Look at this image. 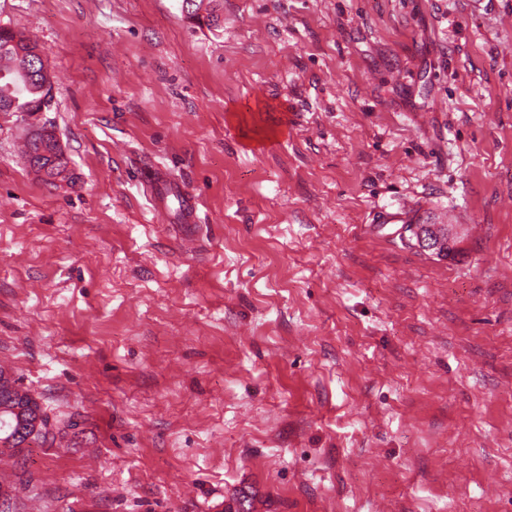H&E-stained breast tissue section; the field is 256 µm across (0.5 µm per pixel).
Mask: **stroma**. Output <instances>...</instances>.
<instances>
[{
  "label": "stroma",
  "instance_id": "obj_1",
  "mask_svg": "<svg viewBox=\"0 0 512 512\" xmlns=\"http://www.w3.org/2000/svg\"><path fill=\"white\" fill-rule=\"evenodd\" d=\"M221 2L0 0L53 82L0 112L11 512H512V0ZM151 193L158 201L157 208L161 213L167 214L165 201L174 199L178 204L177 212L183 216L184 221L188 224L196 222L197 201L193 196L185 195L178 185L162 178H156L151 185ZM11 394H14L17 398L20 399V401H24L25 404L27 405L29 411L28 416L31 420L30 425L32 427V431L36 432L38 420L40 421V429L42 430V428H45L46 421L42 416H40L39 407L37 406L36 402L33 401V399L29 397L27 394H21L17 389H9L6 388L4 385H0V406L1 397L10 396ZM41 430L39 431L37 438H39V436L45 438V433L42 435Z\"/></svg>",
  "mask_w": 512,
  "mask_h": 512
}]
</instances>
